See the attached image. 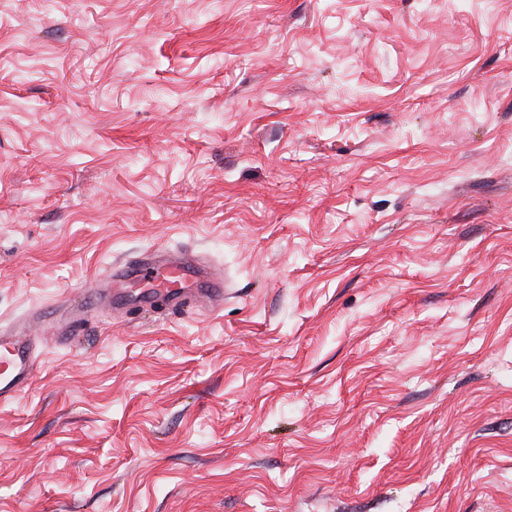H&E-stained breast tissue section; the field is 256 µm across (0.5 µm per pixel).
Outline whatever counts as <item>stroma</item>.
<instances>
[{
	"label": "stroma",
	"instance_id": "35a3bbf8",
	"mask_svg": "<svg viewBox=\"0 0 512 512\" xmlns=\"http://www.w3.org/2000/svg\"><path fill=\"white\" fill-rule=\"evenodd\" d=\"M0 407V512H512V0H0V324L144 251ZM153 256H156L155 251L148 253L143 260L137 263L127 262L121 267L114 268L111 274L113 283L122 282L127 284L132 281L145 280L144 271L156 270V262L153 261ZM112 281L110 285H112ZM171 267L163 274V281H149L141 288L140 297L154 299V292L162 288L167 296L169 311L178 312L193 308L197 303L205 302L212 310H217L224 303V282L214 277L208 270L197 266L189 258L178 257L170 260Z\"/></svg>",
	"mask_w": 512,
	"mask_h": 512
}]
</instances>
